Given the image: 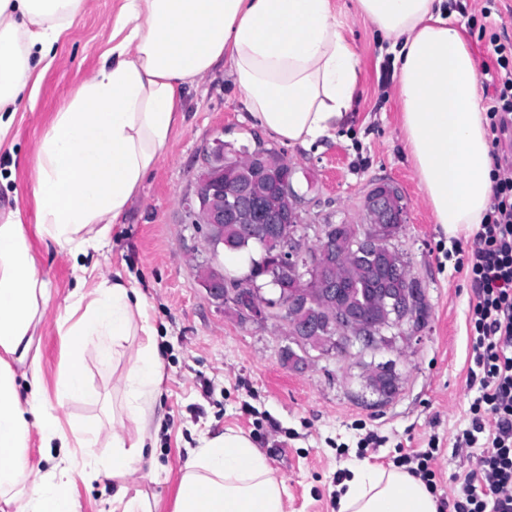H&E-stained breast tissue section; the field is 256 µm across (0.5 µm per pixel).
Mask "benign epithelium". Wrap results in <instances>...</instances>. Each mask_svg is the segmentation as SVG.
<instances>
[{"mask_svg": "<svg viewBox=\"0 0 512 512\" xmlns=\"http://www.w3.org/2000/svg\"><path fill=\"white\" fill-rule=\"evenodd\" d=\"M267 174V169L257 168L249 160L242 166L237 181L225 186L224 140L214 139L203 150L202 169L190 205V210L196 216L195 223L222 224L228 219L235 224L246 223L263 184V176ZM276 183L281 208L266 217V239L285 241L279 253L273 257V265L292 270L295 273L293 282L284 287L273 283V296L266 297L261 288L248 282V275L245 274L241 277L240 287L207 286V293L216 300H231L241 312L257 322L272 319L287 323L289 340L300 346L315 337L320 350L328 352L335 338L339 337L345 348L357 345L363 351H376L389 347L394 337L384 335V330L413 325L418 319V311L410 310L402 301L404 290L398 288L382 292L370 306L362 307L353 297L337 293L333 288L305 287L306 274L318 267V260L310 255L306 247L307 232L294 225L295 219L301 217L306 197L286 178H278ZM401 209V199L394 189H386L366 200V212L370 219L367 233L362 238L366 248L391 257L390 240L395 225L400 223ZM365 274L366 270L355 264L348 254L342 253L336 257V278L358 279ZM310 306L326 308L331 312L336 336H317L314 326L303 318V312ZM391 369V365L383 364L374 367L371 374V383L381 396L392 393L385 377Z\"/></svg>", "mask_w": 512, "mask_h": 512, "instance_id": "obj_1", "label": "benign epithelium"}]
</instances>
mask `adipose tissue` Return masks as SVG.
Returning <instances> with one entry per match:
<instances>
[{"instance_id":"1","label":"adipose tissue","mask_w":512,"mask_h":512,"mask_svg":"<svg viewBox=\"0 0 512 512\" xmlns=\"http://www.w3.org/2000/svg\"><path fill=\"white\" fill-rule=\"evenodd\" d=\"M84 0H0V137L38 66L80 19ZM390 42L405 147L437 224L448 236L482 224L492 197L490 140L479 107L477 62L445 0H356ZM118 40L75 86L37 147L34 195L44 240L71 254L107 247L146 173L183 121L188 89L220 61L255 125L309 146L348 117L359 59L343 37L333 0H122ZM19 209L0 213V502L13 512H73L78 468L115 483L108 512H153L129 477L143 470L159 431L154 403L161 366L156 330L138 288L122 279L76 289L82 315L67 334L72 353L55 383L58 404L98 401L86 359L106 365L138 337L116 383L136 427L62 425L43 399L38 364L21 394L13 362H29L46 301ZM61 449L52 470L29 477L28 442ZM112 455L93 453L104 434ZM83 450L75 462L74 450ZM338 512H437L419 479L365 465L337 486ZM173 512H287L285 487L252 441L234 431L201 437L182 469Z\"/></svg>"}]
</instances>
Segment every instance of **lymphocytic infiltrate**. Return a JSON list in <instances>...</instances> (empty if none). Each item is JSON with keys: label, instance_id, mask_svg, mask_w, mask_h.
Listing matches in <instances>:
<instances>
[{"label": "lymphocytic infiltrate", "instance_id": "lymphocytic-infiltrate-1", "mask_svg": "<svg viewBox=\"0 0 512 512\" xmlns=\"http://www.w3.org/2000/svg\"><path fill=\"white\" fill-rule=\"evenodd\" d=\"M489 60L482 65L487 127L493 145L512 129V41L490 36ZM493 200L471 245L453 240V269L474 289L467 321L470 334L467 428L455 445L468 450L474 466L440 512H512V157L494 155Z\"/></svg>", "mask_w": 512, "mask_h": 512}]
</instances>
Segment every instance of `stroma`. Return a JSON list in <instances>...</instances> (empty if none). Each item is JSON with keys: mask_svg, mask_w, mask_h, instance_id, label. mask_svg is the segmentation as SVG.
I'll list each match as a JSON object with an SVG mask.
<instances>
[{"mask_svg": "<svg viewBox=\"0 0 512 512\" xmlns=\"http://www.w3.org/2000/svg\"><path fill=\"white\" fill-rule=\"evenodd\" d=\"M476 60L488 56L481 32L512 39V0H498L499 13L483 18V0H461ZM121 0H88L80 22L58 43L56 57L33 95L23 97L11 129L0 143V210L19 206L36 270L50 285L43 309L39 360L47 401L67 358L64 315L78 283L94 287L122 277L145 295L158 336L163 381L156 405L162 424L153 450L152 478L134 477L132 488L159 499L156 512H173L181 468L203 434L231 429L247 436L266 457L288 493V512H336V486L349 466H391L397 449L426 450L430 437L440 452L432 463L438 492L447 495L454 476L472 466L454 446L468 424L474 393L469 367L467 312L473 291L448 259L450 244L436 224L404 147L400 107L392 80L388 43L357 14L354 0H336L341 32L360 60L358 86L348 121L333 137L311 146L281 142L254 126L241 96L216 66L185 98V121L157 166L144 178L121 224L98 252L72 255L43 240L33 196L39 138L70 90L90 77L110 46ZM221 138L235 148L263 141L288 160L294 184L307 191L302 225L361 224L363 204L381 184L398 188L403 222L391 244L425 291L426 324L398 338L387 357L395 363L397 389L381 398L368 383L371 353H311L304 370L283 365L288 345L284 323L254 322L231 302L213 300L200 284L211 265L205 229L193 224L187 203L201 171V150ZM126 367L86 360L87 383L99 402L73 400L54 409L61 421L96 422L112 415L122 394L115 390ZM374 431L383 442L361 450Z\"/></svg>", "mask_w": 512, "mask_h": 512, "instance_id": "1", "label": "stroma"}]
</instances>
